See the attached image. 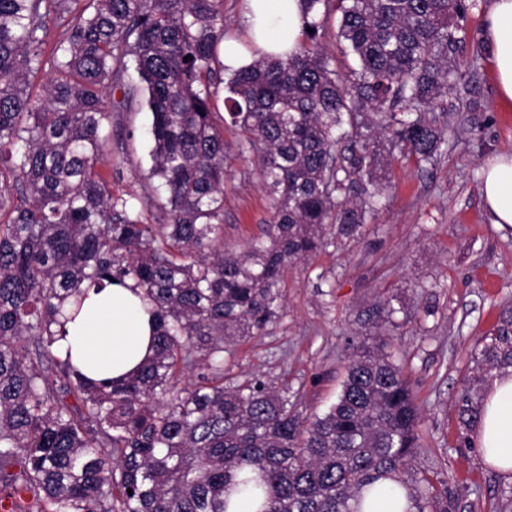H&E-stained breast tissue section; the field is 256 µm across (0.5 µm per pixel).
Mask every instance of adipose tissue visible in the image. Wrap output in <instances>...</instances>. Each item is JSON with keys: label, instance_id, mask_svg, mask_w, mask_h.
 I'll use <instances>...</instances> for the list:
<instances>
[{"label": "adipose tissue", "instance_id": "1", "mask_svg": "<svg viewBox=\"0 0 512 512\" xmlns=\"http://www.w3.org/2000/svg\"><path fill=\"white\" fill-rule=\"evenodd\" d=\"M247 38L254 50L229 40V70L250 65L256 54L278 53L298 43L304 27L302 0H245ZM490 64L500 100L512 104V0H494L487 17ZM481 194L492 223L512 225V155L490 158L483 169ZM57 346L91 380L120 381L154 352L157 326L141 290L118 284L86 292L80 312L64 325ZM474 438L486 462L512 473V369L497 375L484 400ZM359 512H415L410 490L396 480L361 489Z\"/></svg>", "mask_w": 512, "mask_h": 512}]
</instances>
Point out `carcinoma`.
I'll use <instances>...</instances> for the list:
<instances>
[{"label":"carcinoma","mask_w":512,"mask_h":512,"mask_svg":"<svg viewBox=\"0 0 512 512\" xmlns=\"http://www.w3.org/2000/svg\"><path fill=\"white\" fill-rule=\"evenodd\" d=\"M303 3L295 51L226 81L214 67L224 0H0V500L226 512L246 490L262 512H358L359 489L410 474L420 411L383 341L349 343L337 400L312 420L286 384L226 379L233 346L282 316L284 268L359 234L393 162L419 167L448 144L430 110L448 93L462 0ZM322 11L341 13L350 77L316 40ZM131 60L159 197L114 198L99 170L131 136L112 121L136 99ZM222 85L225 118L211 109ZM226 122L272 205L239 251L224 248ZM147 204L164 223L143 222ZM127 280L152 306L155 353L132 377L95 383L61 355L57 328L84 289ZM395 313L380 301L369 324ZM482 362L512 366V327ZM413 497L416 512H450L436 476Z\"/></svg>","instance_id":"1"}]
</instances>
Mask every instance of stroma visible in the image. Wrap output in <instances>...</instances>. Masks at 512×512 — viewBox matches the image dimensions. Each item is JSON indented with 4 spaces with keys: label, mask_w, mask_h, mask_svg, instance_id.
<instances>
[{
    "label": "stroma",
    "mask_w": 512,
    "mask_h": 512,
    "mask_svg": "<svg viewBox=\"0 0 512 512\" xmlns=\"http://www.w3.org/2000/svg\"><path fill=\"white\" fill-rule=\"evenodd\" d=\"M493 0H464V42L452 55L448 93L432 107L449 129L432 165L396 164L381 207L357 237L288 266L284 312L263 335L237 346L229 375L288 384L303 415L335 402L348 345L364 334L366 313L390 299L395 326L386 350L410 384L421 419L417 475L447 477L452 512H512V474L487 464L462 414L467 393L484 397L495 377L482 350L512 323V226L490 221L479 172L493 155L512 152V105H502L484 41ZM139 90L122 122L134 132L112 154V194H142L151 165V114ZM272 213L249 156L224 178V244L242 246Z\"/></svg>",
    "instance_id": "obj_1"
}]
</instances>
